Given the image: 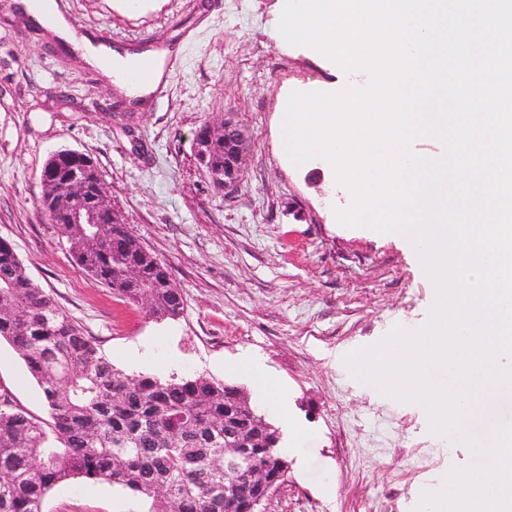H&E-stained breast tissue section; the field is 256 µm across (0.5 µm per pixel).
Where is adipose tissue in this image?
I'll use <instances>...</instances> for the list:
<instances>
[{
    "label": "adipose tissue",
    "instance_id": "ef3b65f1",
    "mask_svg": "<svg viewBox=\"0 0 512 512\" xmlns=\"http://www.w3.org/2000/svg\"><path fill=\"white\" fill-rule=\"evenodd\" d=\"M24 8L39 25L48 27L60 40L71 43L88 66L102 69L104 75L128 96L145 98L153 93L158 84L165 81L171 58L170 49L149 48L133 51L122 46L96 44L88 38H76L66 14L61 9H54L49 15L44 14L37 0H26ZM137 67L146 68L148 76L145 80L134 82L129 79L128 74ZM231 369L252 380L260 400L272 402L284 398L285 392L280 381L259 358H242L232 364Z\"/></svg>",
    "mask_w": 512,
    "mask_h": 512
}]
</instances>
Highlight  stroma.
I'll list each match as a JSON object with an SVG mask.
<instances>
[{"label": "stroma", "mask_w": 512, "mask_h": 512, "mask_svg": "<svg viewBox=\"0 0 512 512\" xmlns=\"http://www.w3.org/2000/svg\"><path fill=\"white\" fill-rule=\"evenodd\" d=\"M78 35L112 45L175 41L166 92L138 106L17 8L0 5V238L31 278L127 373L163 363L243 389L224 370L254 355L281 380L305 441L265 512H417L425 491L475 455L432 431L425 408L380 394L347 354L416 329L435 291L400 238L337 224L344 189L319 160L284 163L276 116L285 89L334 92L346 74L308 47L270 33L279 0H59ZM231 117L252 139L243 179L217 190L198 163L195 134ZM95 162L116 212L180 289V317L156 320L81 271L40 206L41 173L56 151ZM149 358H131L132 350ZM44 419L41 389L0 341V391ZM100 482L54 489L43 512H149Z\"/></svg>", "instance_id": "35a3bbf8"}]
</instances>
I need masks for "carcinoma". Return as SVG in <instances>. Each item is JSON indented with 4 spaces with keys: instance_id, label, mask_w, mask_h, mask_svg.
<instances>
[{
    "instance_id": "cac0c4a2",
    "label": "carcinoma",
    "mask_w": 512,
    "mask_h": 512,
    "mask_svg": "<svg viewBox=\"0 0 512 512\" xmlns=\"http://www.w3.org/2000/svg\"><path fill=\"white\" fill-rule=\"evenodd\" d=\"M213 132L209 161L224 165L221 127ZM94 162L80 179L66 168L46 177L41 207L69 243L77 266L120 298L147 301L157 319L178 317L183 300L175 284L155 288L166 268L126 224L91 231L69 224L74 198L92 196ZM137 269L131 281L127 265ZM0 340L24 360L41 388L50 421L38 420L0 393V512H42L48 493L77 479L104 481L147 500L162 483L171 500L162 512H224V422L236 441L252 447L270 475L288 471L279 429L253 407H241L236 388L205 376L162 379L127 374L102 355L56 302L30 277L12 245L0 239ZM257 489L247 480L232 484L239 503Z\"/></svg>"
}]
</instances>
